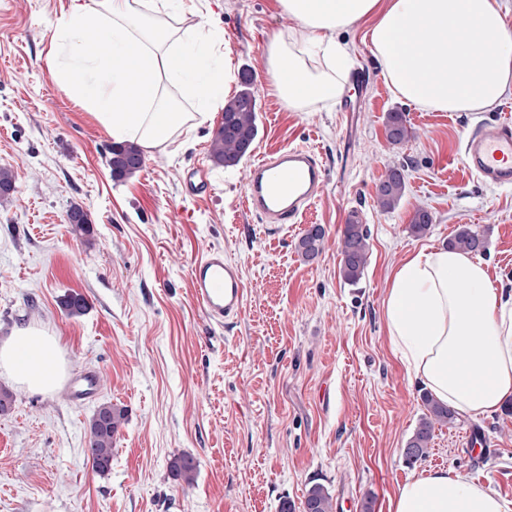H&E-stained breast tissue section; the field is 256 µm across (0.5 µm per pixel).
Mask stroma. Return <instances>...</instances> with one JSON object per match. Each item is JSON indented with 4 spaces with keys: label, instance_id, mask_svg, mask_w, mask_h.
I'll return each mask as SVG.
<instances>
[{
    "label": "stroma",
    "instance_id": "stroma-1",
    "mask_svg": "<svg viewBox=\"0 0 512 512\" xmlns=\"http://www.w3.org/2000/svg\"><path fill=\"white\" fill-rule=\"evenodd\" d=\"M71 0H0V166L15 177L0 207V341L31 325L59 341L65 381L91 375L97 394L73 400L64 385L12 391L0 413V512H279L322 484L336 512H388L410 476L462 471L512 502V400L495 414L436 427L429 452L403 449L425 412L423 386L393 354L382 301L389 275L410 252L444 246L460 226L483 234L478 259L495 287L512 291V187L483 184L463 164L462 140L477 125L512 121V91L490 112H430L400 100L381 77L365 26L341 32L370 79L350 110L316 103L289 111L269 74L272 32L293 22L276 0H173L169 23L219 35L231 73L251 70L258 134L232 168L209 154V122L165 149L145 152L135 176L118 180L113 143L93 110L60 88L50 60L52 30ZM414 132L389 143V113ZM315 150L327 170L323 193L298 223L272 230L244 203L250 166L275 148ZM404 167L406 191L380 211L388 168ZM202 169L208 193L184 179ZM90 232H73L71 206ZM431 212L422 236L416 209ZM370 234L357 284L340 274L338 241L350 217ZM325 230L305 262L296 245L310 225ZM210 248L237 264L246 288L238 317L217 325L194 301L190 270ZM86 298L69 317L64 294ZM124 407L112 467L85 455L87 424L104 402ZM487 439L481 457L470 434ZM178 455L197 463L192 485L169 476Z\"/></svg>",
    "mask_w": 512,
    "mask_h": 512
}]
</instances>
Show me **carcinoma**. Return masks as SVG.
Wrapping results in <instances>:
<instances>
[{
	"label": "carcinoma",
	"mask_w": 512,
	"mask_h": 512,
	"mask_svg": "<svg viewBox=\"0 0 512 512\" xmlns=\"http://www.w3.org/2000/svg\"><path fill=\"white\" fill-rule=\"evenodd\" d=\"M256 97L252 91V82L243 81V89L224 104V121L213 133L209 153L213 161L224 167L238 165L246 156L241 144L255 139L258 133ZM387 131L394 145L404 143L412 134L406 124L403 113L391 112L387 116ZM109 166L118 179L130 178L141 170L144 157L141 149L134 143L113 145L109 148ZM15 191L14 177L7 166L0 167V204L7 205L13 200ZM405 191L404 170L389 168L386 178L380 183L377 193V205L384 211L396 208ZM68 223L81 235L90 232L87 214L80 207L69 210ZM432 224L431 215L422 209L415 212L410 231L415 235L425 234ZM324 229L321 225L311 226L300 237L297 250L306 261L314 260L320 253ZM448 248L464 252H478L486 248L484 235L468 226L460 227L448 241ZM340 273L343 279L355 284L364 274L369 254L368 228L353 219L345 225L340 239ZM61 306L70 317H81L88 309L86 299L75 292L67 293L61 299ZM427 414L422 416L406 443V460L415 462L426 456L428 446L433 439L436 426L448 425L456 419V412L437 401L430 393L422 395ZM125 419V410L110 402L100 404L89 420V448L87 456L95 471L105 474L112 466V447L114 435ZM197 464L189 456L175 458L170 464V475L179 485L194 482ZM336 505L327 489L321 484L312 485L303 502V512H335Z\"/></svg>",
	"instance_id": "1"
}]
</instances>
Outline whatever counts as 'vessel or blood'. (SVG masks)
<instances>
[{
    "label": "vessel or blood",
    "instance_id": "obj_1",
    "mask_svg": "<svg viewBox=\"0 0 512 512\" xmlns=\"http://www.w3.org/2000/svg\"><path fill=\"white\" fill-rule=\"evenodd\" d=\"M464 165L484 184L512 187V123H486L464 142ZM326 168L306 146H288L251 167L245 201L274 224H294L323 190ZM192 295L209 319L221 323L238 315L244 286L237 264L208 249L191 269Z\"/></svg>",
    "mask_w": 512,
    "mask_h": 512
}]
</instances>
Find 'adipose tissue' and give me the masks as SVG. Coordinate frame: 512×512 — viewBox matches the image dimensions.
Here are the masks:
<instances>
[{"label":"adipose tissue","mask_w":512,"mask_h":512,"mask_svg":"<svg viewBox=\"0 0 512 512\" xmlns=\"http://www.w3.org/2000/svg\"><path fill=\"white\" fill-rule=\"evenodd\" d=\"M294 25L268 40L269 75L285 106L301 112L344 91L349 44L337 32L371 20L369 43L395 96L435 112H487L512 91V33L498 0H278ZM169 0H75L52 39L58 85L93 107L116 142L159 149L205 124L229 80L210 31L149 30ZM100 34L84 41L86 31ZM173 84L196 103L168 100ZM388 340L434 397L462 415L512 398V296L494 288L470 254L425 246L393 270L383 301ZM55 338L14 328L0 343V372L47 392L60 366ZM389 512H507L504 499L464 472L432 470L399 486Z\"/></svg>","instance_id":"obj_1"}]
</instances>
